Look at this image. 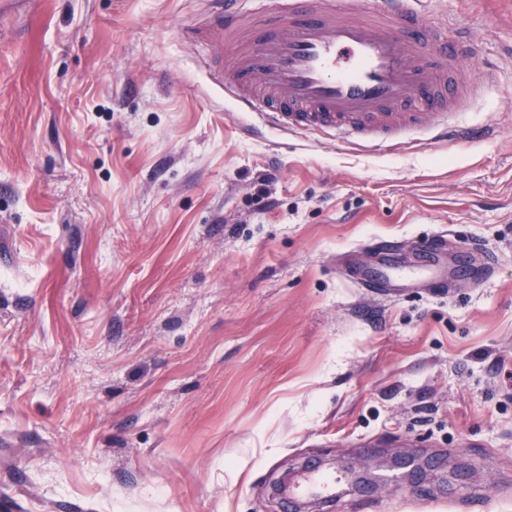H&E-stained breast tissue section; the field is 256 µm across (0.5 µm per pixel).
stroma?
<instances>
[{
    "mask_svg": "<svg viewBox=\"0 0 512 512\" xmlns=\"http://www.w3.org/2000/svg\"><path fill=\"white\" fill-rule=\"evenodd\" d=\"M212 0L0 13V512H289L283 476H379L330 512H512V0H426L490 140L247 135ZM475 241L493 275L391 300L365 245Z\"/></svg>",
    "mask_w": 512,
    "mask_h": 512,
    "instance_id": "stroma-1",
    "label": "stroma"
}]
</instances>
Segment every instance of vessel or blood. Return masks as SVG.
<instances>
[{"label":"vessel or blood","mask_w":512,"mask_h":512,"mask_svg":"<svg viewBox=\"0 0 512 512\" xmlns=\"http://www.w3.org/2000/svg\"><path fill=\"white\" fill-rule=\"evenodd\" d=\"M250 2L215 0L209 27L220 37L216 60L229 54L236 61L237 80L227 90L259 127L369 148L393 142L419 123L437 138L460 144L489 136V128L477 122L448 121L471 101L449 81L448 69L479 58L481 51L462 26L451 40L431 44L419 21L421 0H277L276 10L263 15ZM369 246L381 254V266L363 274L344 266V278L383 298L414 285L399 243L373 240ZM475 249L472 243L459 247L448 271L428 270L432 288L442 293L452 278L478 284L491 277L496 257L473 264ZM339 482L306 474L288 493L330 500Z\"/></svg>","instance_id":"vessel-or-blood-1"}]
</instances>
